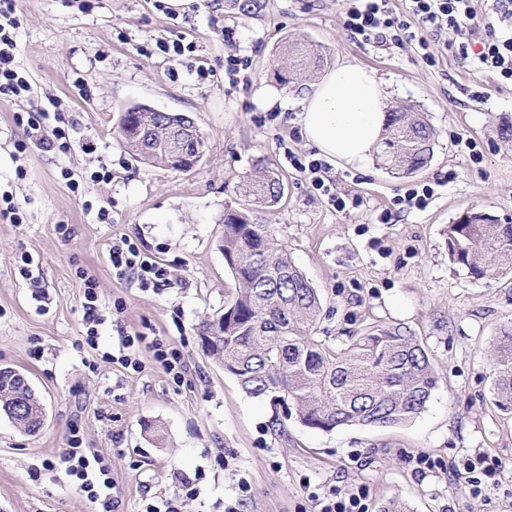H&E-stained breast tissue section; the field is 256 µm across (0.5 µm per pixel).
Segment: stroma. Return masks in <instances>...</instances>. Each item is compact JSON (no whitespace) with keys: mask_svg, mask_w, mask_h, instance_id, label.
Listing matches in <instances>:
<instances>
[{"mask_svg":"<svg viewBox=\"0 0 512 512\" xmlns=\"http://www.w3.org/2000/svg\"><path fill=\"white\" fill-rule=\"evenodd\" d=\"M262 2L246 17L232 0H190L172 13L156 0L84 8L17 0V59L41 96L61 100L75 146L17 152L24 132L13 116L23 105L0 99V189L24 209L22 223L0 220V366L25 373L45 408L34 435L0 415V512H103L48 468L74 435L109 462L114 512H144L157 496L182 498V512H224L234 502L239 512H311L312 495L359 485L370 490L371 512L393 500L406 512H512V416L494 403L492 370L494 340L512 324V278L474 279L448 256V226L463 212L512 223V143L498 135L512 122V85L450 55L427 66L410 44H358L342 28L341 0ZM289 39L321 47L329 68L356 63L381 78L388 108L423 113L437 132L429 165L410 176L376 156L336 166L338 192L360 195L362 205L339 212L314 196L284 157L288 147L310 150L299 115L313 83L277 79ZM162 41L186 45L181 64L160 51ZM231 53L248 61L234 86L224 72ZM478 91L487 101H474ZM135 103L193 116L206 142L201 162L175 171L135 161L117 133L121 109ZM461 135L479 143L481 161L458 144ZM103 166L111 180L92 181ZM260 166L284 184L262 219L322 297L315 339L341 348L385 324L420 340L437 386L413 420L312 429L247 395L203 354L199 324L234 285L220 249L224 209L246 207L241 186ZM68 169L83 175L79 191L70 190ZM424 183L437 186L425 210L394 211L380 223L396 196ZM100 206L111 223H99ZM61 224L68 234L58 233ZM123 235L169 268L173 287L144 292L113 278L108 250ZM81 269L103 303L123 305L94 349L84 339ZM145 325L181 353L182 383L146 347L141 372L109 361L120 332ZM420 453L437 462L423 475L412 462ZM478 456L502 469L476 496L456 471ZM185 477L198 480L195 498L182 497Z\"/></svg>","mask_w":512,"mask_h":512,"instance_id":"obj_1","label":"stroma"}]
</instances>
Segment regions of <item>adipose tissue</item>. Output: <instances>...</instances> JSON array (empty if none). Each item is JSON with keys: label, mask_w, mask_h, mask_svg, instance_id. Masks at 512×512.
I'll return each mask as SVG.
<instances>
[{"label": "adipose tissue", "mask_w": 512, "mask_h": 512, "mask_svg": "<svg viewBox=\"0 0 512 512\" xmlns=\"http://www.w3.org/2000/svg\"><path fill=\"white\" fill-rule=\"evenodd\" d=\"M386 93L371 72L355 63L329 71L302 101L307 141L327 160L364 165L385 132Z\"/></svg>", "instance_id": "ef3b65f1"}]
</instances>
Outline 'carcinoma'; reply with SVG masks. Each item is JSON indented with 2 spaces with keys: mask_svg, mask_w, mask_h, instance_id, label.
<instances>
[{
  "mask_svg": "<svg viewBox=\"0 0 512 512\" xmlns=\"http://www.w3.org/2000/svg\"><path fill=\"white\" fill-rule=\"evenodd\" d=\"M288 69L278 73L289 83L321 67L324 55L305 41L287 40ZM139 124L122 123L119 136L150 166L170 167L167 135L191 126L178 113H160L136 104ZM154 130L146 150L140 129ZM436 131L419 112L388 113L381 158L406 175L431 161ZM250 201L272 209L284 194L277 173L266 170L244 183ZM252 211L224 212L221 250L234 288L224 295V309L207 317L200 335L213 339L205 354L224 365L250 396L269 397L294 410L309 428L330 432L343 426L389 427L414 419L436 387L430 358L420 341L403 326L376 324L350 337L336 350L313 339L321 312L316 288L279 248L270 225L259 224ZM448 254L468 273L512 277V224H497L475 212L470 224L448 225ZM495 404L512 415V327L494 344Z\"/></svg>",
  "mask_w": 512,
  "mask_h": 512,
  "instance_id": "obj_1",
  "label": "carcinoma"
}]
</instances>
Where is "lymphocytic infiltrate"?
Returning <instances> with one entry per match:
<instances>
[{
	"instance_id": "f902f5d3",
	"label": "lymphocytic infiltrate",
	"mask_w": 512,
	"mask_h": 512,
	"mask_svg": "<svg viewBox=\"0 0 512 512\" xmlns=\"http://www.w3.org/2000/svg\"><path fill=\"white\" fill-rule=\"evenodd\" d=\"M405 14L396 13L390 0H343L342 25L351 40L361 44H414L423 62L435 66L439 58L430 49L431 38L454 32L455 40L444 42V52L495 74L512 84V0H408ZM495 17L496 27L482 41L470 39L472 29ZM21 20L15 0H0V98L25 101L24 111L15 113L14 121L22 127L27 140L45 151L68 153L72 148L70 128L63 117L62 102L39 96L32 77L16 59V32ZM289 165L305 179L313 193L343 211L362 205L357 195L337 192L330 176L331 165L312 154L285 149ZM113 275L121 281L137 283L141 290H160L171 284L169 269L128 237L113 241L109 251ZM83 288L85 341L95 345L99 328L109 312L99 298L97 282L87 272H80ZM150 341L154 358L173 382H181L185 365L180 352L161 338L146 339L143 332L123 335L117 364L140 370L136 353L143 341ZM58 467L80 496L101 503L105 512L114 506L111 467L104 457L88 454L79 436H72L68 448L59 457Z\"/></svg>"
}]
</instances>
